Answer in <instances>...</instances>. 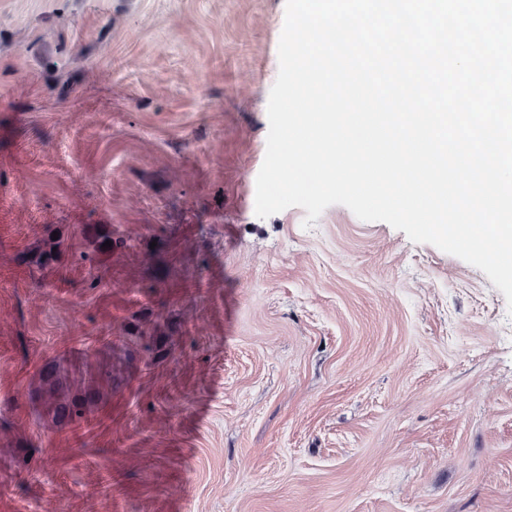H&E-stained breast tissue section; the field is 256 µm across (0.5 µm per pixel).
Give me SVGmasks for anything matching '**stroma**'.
I'll return each mask as SVG.
<instances>
[{
    "instance_id": "stroma-1",
    "label": "stroma",
    "mask_w": 512,
    "mask_h": 512,
    "mask_svg": "<svg viewBox=\"0 0 512 512\" xmlns=\"http://www.w3.org/2000/svg\"><path fill=\"white\" fill-rule=\"evenodd\" d=\"M285 6L0 0V512H512L502 292L255 213ZM64 382L61 377H47L41 387L40 397L43 404L56 412L68 415L81 414L83 403L68 397Z\"/></svg>"
}]
</instances>
